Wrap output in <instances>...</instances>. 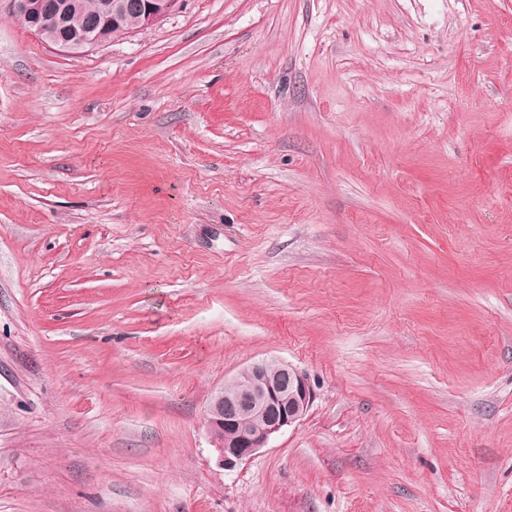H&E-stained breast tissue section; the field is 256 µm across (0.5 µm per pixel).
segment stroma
Segmentation results:
<instances>
[{
    "instance_id": "obj_1",
    "label": "stroma",
    "mask_w": 512,
    "mask_h": 512,
    "mask_svg": "<svg viewBox=\"0 0 512 512\" xmlns=\"http://www.w3.org/2000/svg\"><path fill=\"white\" fill-rule=\"evenodd\" d=\"M306 415L236 468L211 396ZM0 512H512V0H0ZM82 0V12L74 25L73 18L81 10L79 0H10L12 11L32 32L43 37L57 49L78 53L102 46L110 38L125 34L126 27H121L128 19L134 17L136 27L127 30L131 32L154 25L163 21L179 9L181 0ZM29 26V27H28ZM273 359L253 362L211 397L205 425L224 469L235 468L264 448L270 438L300 421L313 400L307 374L295 366ZM250 425L242 427L244 420Z\"/></svg>"
}]
</instances>
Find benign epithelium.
Here are the masks:
<instances>
[{"label":"benign epithelium","instance_id":"benign-epithelium-1","mask_svg":"<svg viewBox=\"0 0 512 512\" xmlns=\"http://www.w3.org/2000/svg\"><path fill=\"white\" fill-rule=\"evenodd\" d=\"M13 13L30 30L57 49L78 53L110 41L112 28L128 18L142 29L163 21L179 9L181 0H100L97 12L79 26L73 18L79 0H10ZM256 361L240 371L234 387L211 397L205 425L219 464L235 468L266 446L270 438L300 421L313 400L307 374L284 361Z\"/></svg>","mask_w":512,"mask_h":512}]
</instances>
